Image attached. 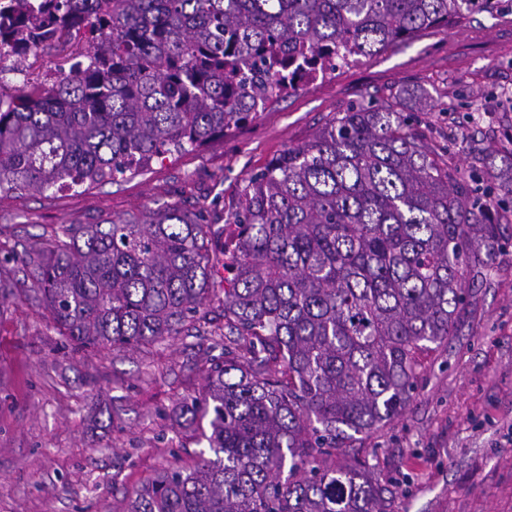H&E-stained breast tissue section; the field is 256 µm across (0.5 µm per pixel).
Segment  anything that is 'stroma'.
<instances>
[{"instance_id": "obj_1", "label": "stroma", "mask_w": 512, "mask_h": 512, "mask_svg": "<svg viewBox=\"0 0 512 512\" xmlns=\"http://www.w3.org/2000/svg\"><path fill=\"white\" fill-rule=\"evenodd\" d=\"M52 51L24 66L0 59L9 84L54 72ZM412 90L431 146L475 167L474 148L512 150V0L501 12L398 43L267 102L201 150L118 182L0 194V512H124L127 496L174 462L191 463L193 432L176 415L201 394L223 308L173 339L123 351L77 348L54 329L25 257L63 224H95L167 203L234 205L247 175L308 142L359 101L396 106ZM448 345L427 357L406 413L364 442L361 459L392 489L387 512H512V248L472 291Z\"/></svg>"}]
</instances>
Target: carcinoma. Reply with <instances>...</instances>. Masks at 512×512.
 Masks as SVG:
<instances>
[{"label":"carcinoma","instance_id":"1","mask_svg":"<svg viewBox=\"0 0 512 512\" xmlns=\"http://www.w3.org/2000/svg\"><path fill=\"white\" fill-rule=\"evenodd\" d=\"M501 0H0V57L78 58L0 80V192L115 180L196 151L270 99ZM512 151L466 172L413 113L359 102L250 173L237 203L59 228L30 276L83 348L181 334L224 268V333L177 414L206 440L125 512H386L357 448L405 414L470 285L507 250ZM223 226H218L219 222ZM232 227L230 239L224 227Z\"/></svg>","mask_w":512,"mask_h":512}]
</instances>
